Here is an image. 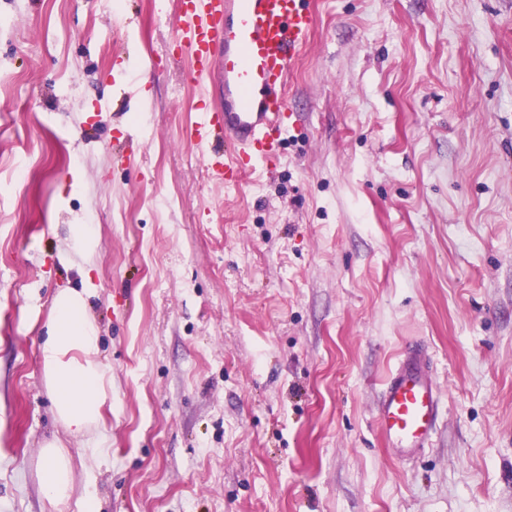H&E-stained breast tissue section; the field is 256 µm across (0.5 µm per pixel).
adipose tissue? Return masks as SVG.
I'll list each match as a JSON object with an SVG mask.
<instances>
[{"label": "adipose tissue", "mask_w": 512, "mask_h": 512, "mask_svg": "<svg viewBox=\"0 0 512 512\" xmlns=\"http://www.w3.org/2000/svg\"><path fill=\"white\" fill-rule=\"evenodd\" d=\"M88 287L59 289L52 298V320L39 349L56 413L66 429L84 435L97 427L108 399L110 377L99 360V327L90 316ZM38 482L45 499L66 504L73 490L71 456L59 442L45 444Z\"/></svg>", "instance_id": "obj_1"}]
</instances>
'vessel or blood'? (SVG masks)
I'll list each match as a JSON object with an SVG mask.
<instances>
[{
	"instance_id": "1",
	"label": "vessel or blood",
	"mask_w": 512,
	"mask_h": 512,
	"mask_svg": "<svg viewBox=\"0 0 512 512\" xmlns=\"http://www.w3.org/2000/svg\"><path fill=\"white\" fill-rule=\"evenodd\" d=\"M177 11L174 41L193 61L190 79L224 86L223 104L200 109L191 137L207 153L208 175L237 184L279 156L288 128V78L316 18L306 0H177ZM440 404L431 358L405 353L384 381L376 414L398 457L429 447Z\"/></svg>"
}]
</instances>
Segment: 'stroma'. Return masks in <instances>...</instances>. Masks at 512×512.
<instances>
[{"label":"stroma","mask_w":512,"mask_h":512,"mask_svg":"<svg viewBox=\"0 0 512 512\" xmlns=\"http://www.w3.org/2000/svg\"><path fill=\"white\" fill-rule=\"evenodd\" d=\"M272 171L235 187L172 0H0V512H512V0H309ZM93 225L110 374L70 435L39 339ZM408 346L441 391L398 461L375 414ZM68 235L60 259L70 263L75 257L87 258L96 247V240L90 224L67 225ZM40 456L38 482L43 496L53 506L65 505L73 490V468L68 450L58 441H52L41 448Z\"/></svg>","instance_id":"obj_1"}]
</instances>
